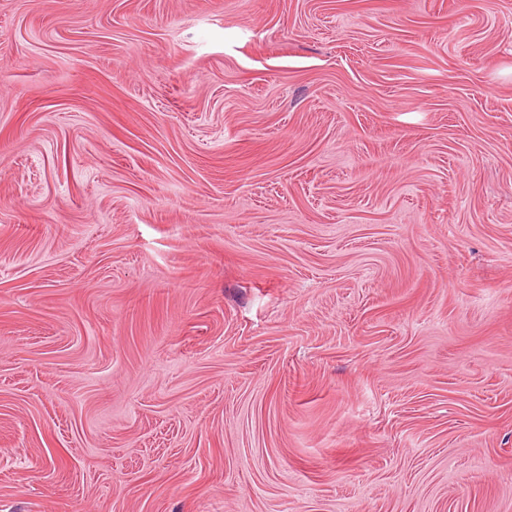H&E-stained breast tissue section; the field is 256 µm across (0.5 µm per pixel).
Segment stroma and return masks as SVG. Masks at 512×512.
<instances>
[{"instance_id": "stroma-1", "label": "stroma", "mask_w": 512, "mask_h": 512, "mask_svg": "<svg viewBox=\"0 0 512 512\" xmlns=\"http://www.w3.org/2000/svg\"><path fill=\"white\" fill-rule=\"evenodd\" d=\"M0 512H512V0H0Z\"/></svg>"}]
</instances>
